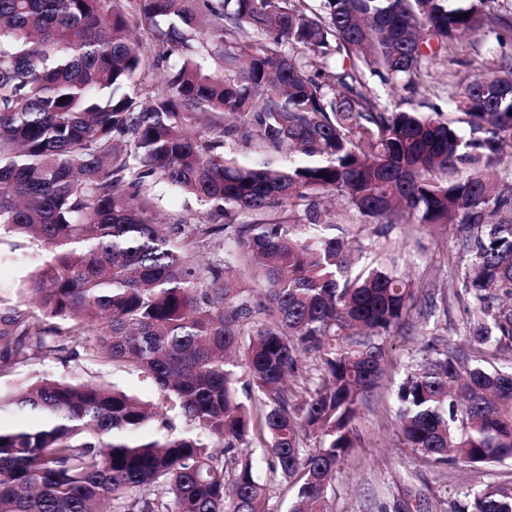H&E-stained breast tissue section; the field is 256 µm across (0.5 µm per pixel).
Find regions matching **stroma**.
Segmentation results:
<instances>
[{
    "label": "stroma",
    "instance_id": "1",
    "mask_svg": "<svg viewBox=\"0 0 512 512\" xmlns=\"http://www.w3.org/2000/svg\"><path fill=\"white\" fill-rule=\"evenodd\" d=\"M503 55H512V30L505 27L465 39L458 70L463 75L488 74ZM447 69V64H438L436 76L414 88L373 75L366 82L384 106L404 99L440 105L448 96ZM341 235L352 246L362 247V264L381 263L408 280L414 306L404 325L380 339L383 373L353 422L356 446L340 465L331 498L333 512H454L466 494L482 488L512 492V463L431 466L421 454L405 447L395 416V393L410 367L449 350L470 357L477 353L473 300L463 289L448 285L449 272L470 260L469 253L460 249L464 231L455 224H368L358 216L343 225ZM47 258V249L38 242L1 234L0 299L22 301L30 275ZM430 292L437 298L438 309L427 318L421 314V304ZM52 376L104 380L147 400L157 396L136 373L118 372L92 361L66 366L33 361L0 378V392L7 394Z\"/></svg>",
    "mask_w": 512,
    "mask_h": 512
}]
</instances>
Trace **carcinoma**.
<instances>
[{"label": "carcinoma", "instance_id": "obj_1", "mask_svg": "<svg viewBox=\"0 0 512 512\" xmlns=\"http://www.w3.org/2000/svg\"><path fill=\"white\" fill-rule=\"evenodd\" d=\"M484 4L0 0V228L52 254L30 277L37 309L0 299V377L91 360L158 393L46 377L0 394V412L31 418L0 426V512H266L270 483L239 451L255 429L272 478L297 479L289 512H329L382 373L373 338L413 301L402 276L357 267L336 226L459 224L475 312L512 296V180L497 177L512 56L448 73L445 109H388L365 81L456 60L464 36L503 24ZM240 141L251 157L232 156ZM161 182L203 207L195 221L165 223ZM225 237L224 260L195 257ZM503 338L512 304L475 336ZM301 350L314 380L297 379ZM396 403L404 443L434 466L512 459V372L448 352ZM457 512H512V495L487 487Z\"/></svg>", "mask_w": 512, "mask_h": 512}]
</instances>
